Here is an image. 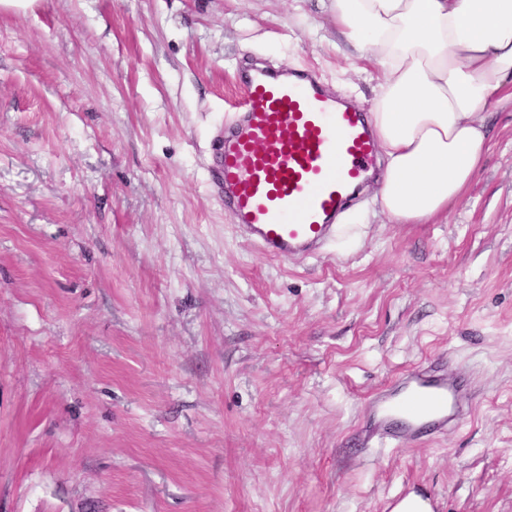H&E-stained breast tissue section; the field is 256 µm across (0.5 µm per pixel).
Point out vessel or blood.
<instances>
[{"label":"vessel or blood","instance_id":"b4317fda","mask_svg":"<svg viewBox=\"0 0 512 512\" xmlns=\"http://www.w3.org/2000/svg\"><path fill=\"white\" fill-rule=\"evenodd\" d=\"M239 83L242 110L212 142L224 211L267 256L318 253L374 164L369 116L306 69L252 66ZM365 411L368 437L405 447L446 429L468 404L459 384L415 369Z\"/></svg>","mask_w":512,"mask_h":512}]
</instances>
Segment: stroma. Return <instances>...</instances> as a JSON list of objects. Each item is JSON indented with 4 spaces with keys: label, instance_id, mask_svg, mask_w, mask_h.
<instances>
[{
    "label": "stroma",
    "instance_id": "stroma-1",
    "mask_svg": "<svg viewBox=\"0 0 512 512\" xmlns=\"http://www.w3.org/2000/svg\"><path fill=\"white\" fill-rule=\"evenodd\" d=\"M369 106L325 0H40L0 15V512H512V103L448 217L369 180L323 253L232 224L211 139L246 62ZM443 361L457 426L362 444Z\"/></svg>",
    "mask_w": 512,
    "mask_h": 512
}]
</instances>
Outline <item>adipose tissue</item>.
<instances>
[{
  "label": "adipose tissue",
  "instance_id": "ef3b65f1",
  "mask_svg": "<svg viewBox=\"0 0 512 512\" xmlns=\"http://www.w3.org/2000/svg\"><path fill=\"white\" fill-rule=\"evenodd\" d=\"M382 83L371 102L386 160L377 199L395 224H434L489 149L483 113L512 102V0H329Z\"/></svg>",
  "mask_w": 512,
  "mask_h": 512
}]
</instances>
